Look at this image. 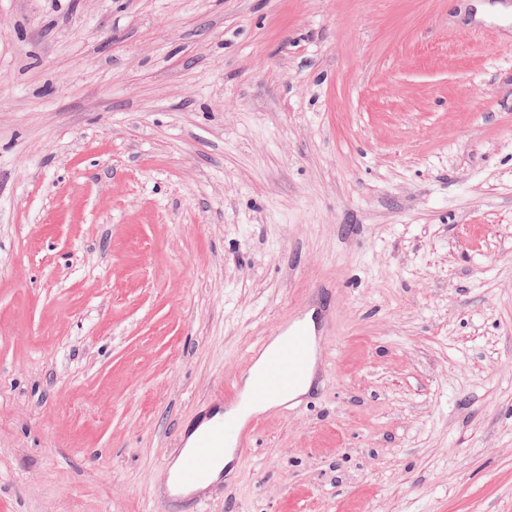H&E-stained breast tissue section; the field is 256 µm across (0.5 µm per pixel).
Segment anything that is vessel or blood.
Instances as JSON below:
<instances>
[{
    "instance_id": "b4317fda",
    "label": "vessel or blood",
    "mask_w": 512,
    "mask_h": 512,
    "mask_svg": "<svg viewBox=\"0 0 512 512\" xmlns=\"http://www.w3.org/2000/svg\"><path fill=\"white\" fill-rule=\"evenodd\" d=\"M315 355V346L304 327L289 331L281 349L270 357L265 373L256 377L247 391L236 392L234 405L240 410V417H210L206 429L192 447L178 448L181 464L175 471L167 473L165 495L179 494L196 487L224 452L244 457L251 448L254 435V423L246 419V412L270 399L275 390L296 385Z\"/></svg>"
}]
</instances>
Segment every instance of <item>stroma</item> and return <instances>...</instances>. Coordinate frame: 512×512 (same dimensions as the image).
<instances>
[{
  "label": "stroma",
  "mask_w": 512,
  "mask_h": 512,
  "mask_svg": "<svg viewBox=\"0 0 512 512\" xmlns=\"http://www.w3.org/2000/svg\"><path fill=\"white\" fill-rule=\"evenodd\" d=\"M0 512H192L177 438L323 311L203 512H512V11L0 0Z\"/></svg>",
  "instance_id": "stroma-1"
}]
</instances>
